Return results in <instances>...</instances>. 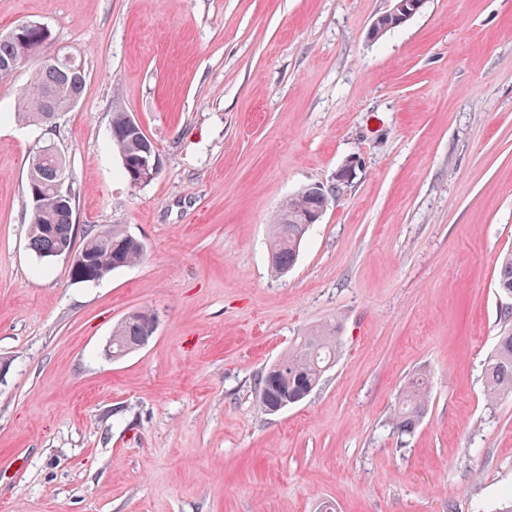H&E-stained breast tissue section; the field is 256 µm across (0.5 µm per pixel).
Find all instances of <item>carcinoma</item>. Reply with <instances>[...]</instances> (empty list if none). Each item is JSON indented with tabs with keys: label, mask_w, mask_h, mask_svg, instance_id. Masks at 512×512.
Returning a JSON list of instances; mask_svg holds the SVG:
<instances>
[{
	"label": "carcinoma",
	"mask_w": 512,
	"mask_h": 512,
	"mask_svg": "<svg viewBox=\"0 0 512 512\" xmlns=\"http://www.w3.org/2000/svg\"><path fill=\"white\" fill-rule=\"evenodd\" d=\"M33 41L0 37V65L34 55ZM86 79L77 76L72 66L41 59L39 68L22 88L15 112L21 122L35 121L48 126L55 116L68 110L81 96ZM127 113H112V149L120 160L121 173L135 187H141L156 175L142 173L144 156L142 131L129 129ZM66 161L57 154L41 167L29 170L27 184L38 189L39 198L30 200L29 241L41 258L59 251L72 250L84 263L70 266L71 279L94 283L115 270L134 266L145 256V244L125 232L120 225L97 227L89 232L83 245L74 248V196L58 187L59 168ZM328 203L304 188L289 197L275 215L269 259L272 268L288 272L296 263L300 247L310 231L304 215L326 212ZM496 288L508 303L500 321L504 329L497 337L484 371V396L494 406L512 396V252L503 256L497 273ZM155 314L142 309L125 316L112 330V358L119 359L148 344L154 335ZM338 336L335 328H323L300 336L288 353L267 368L258 380L257 404L261 412L274 414L305 399L320 382L324 372L336 361ZM429 379L419 371L402 389L392 414V427L401 435L412 432L427 404Z\"/></svg>",
	"instance_id": "cac0c4a2"
}]
</instances>
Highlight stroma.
<instances>
[{
	"mask_svg": "<svg viewBox=\"0 0 512 512\" xmlns=\"http://www.w3.org/2000/svg\"><path fill=\"white\" fill-rule=\"evenodd\" d=\"M0 0L86 72L52 131L15 121L29 59L0 82V512H495L512 496V398L487 405L512 252V0ZM132 115L161 171L133 188L109 141ZM73 174L74 242L119 224L138 265L73 283L28 242L27 157ZM353 176L292 270L268 261L289 196ZM157 330L118 360L128 312ZM339 324L301 403L256 384ZM431 397L411 434L407 379ZM392 2H394L392 8L379 15L372 25L371 33L377 30L379 24H388V26L378 29L376 37L382 36L387 31L397 27L389 26L392 23H396L398 25L404 23L417 13L423 4V0H393ZM155 314L142 309L125 316L112 330V338L104 347V355L109 359H119L148 344L153 332ZM428 386V375L419 371L407 380L402 389L391 416L392 427L401 436L410 434L422 418L427 404Z\"/></svg>",
	"mask_w": 512,
	"mask_h": 512,
	"instance_id": "1",
	"label": "stroma"
}]
</instances>
